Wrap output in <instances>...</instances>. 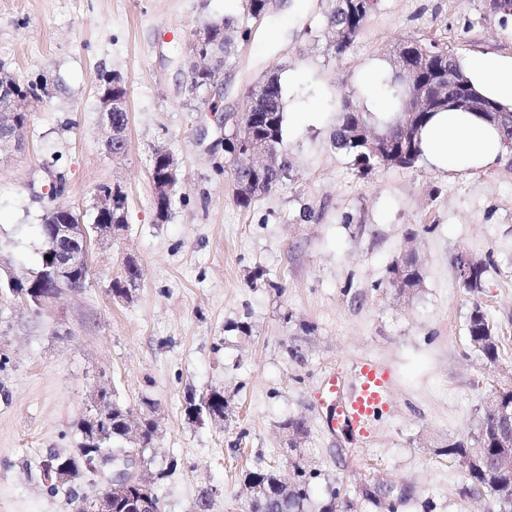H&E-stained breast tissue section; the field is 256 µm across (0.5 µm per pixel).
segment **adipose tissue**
<instances>
[{"label":"adipose tissue","mask_w":512,"mask_h":512,"mask_svg":"<svg viewBox=\"0 0 512 512\" xmlns=\"http://www.w3.org/2000/svg\"><path fill=\"white\" fill-rule=\"evenodd\" d=\"M462 67L479 95L512 111V53H476ZM418 136L425 161L445 173L491 166L507 152L497 124L463 109L436 113Z\"/></svg>","instance_id":"1"}]
</instances>
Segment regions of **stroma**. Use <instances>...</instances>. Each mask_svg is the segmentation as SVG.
I'll list each match as a JSON object with an SVG mask.
<instances>
[{
  "label": "stroma",
  "mask_w": 512,
  "mask_h": 512,
  "mask_svg": "<svg viewBox=\"0 0 512 512\" xmlns=\"http://www.w3.org/2000/svg\"><path fill=\"white\" fill-rule=\"evenodd\" d=\"M266 17L238 42L221 84L186 90L196 30L240 11V0H0V67L27 84L54 79L31 103L26 147L0 161V269L37 271L47 212L95 216L99 185L127 196L126 227L92 244L84 287L36 310L0 290V512H74L46 487L49 453H77V423L95 387L114 390L157 432L145 456L167 475L153 489L163 512H239L247 471L284 480L293 454L283 424L303 420L301 454L315 470L308 512L334 489L352 512H383L369 485L391 491L397 512H497L495 499L465 491L448 445L472 442L484 401L512 388V153L496 165L440 173L425 161L361 174L336 150V104L361 95L370 63L392 68L398 45L434 40L458 57L512 52V17L486 0H378L343 57L322 38L327 0ZM120 75L129 122L122 157L105 152L97 76ZM278 75L285 101L286 185L250 208L232 197L224 137L237 127L246 88ZM178 163L167 220L154 208L151 158ZM57 166H50L51 158ZM62 194H55L57 183ZM311 221H303V210ZM415 252L423 281L400 296L393 261ZM485 262L482 287L462 288L456 254ZM142 270L126 298L112 294L125 258ZM503 347L490 364L472 349L473 304ZM363 359L390 378L385 413L366 433L337 421L325 390ZM223 390V421H192L189 399Z\"/></svg>",
  "instance_id": "1"
}]
</instances>
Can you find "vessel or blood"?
Wrapping results in <instances>:
<instances>
[{
    "label": "vessel or blood",
    "instance_id": "vessel-or-blood-1",
    "mask_svg": "<svg viewBox=\"0 0 512 512\" xmlns=\"http://www.w3.org/2000/svg\"><path fill=\"white\" fill-rule=\"evenodd\" d=\"M389 376L379 366L365 360L352 370L347 394L339 407V420L357 429L366 431L389 404Z\"/></svg>",
    "mask_w": 512,
    "mask_h": 512
}]
</instances>
